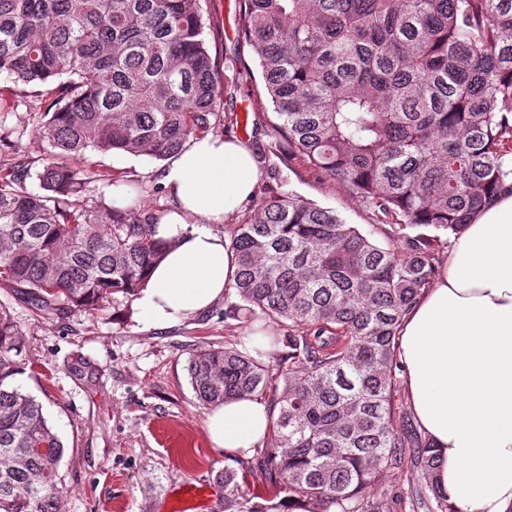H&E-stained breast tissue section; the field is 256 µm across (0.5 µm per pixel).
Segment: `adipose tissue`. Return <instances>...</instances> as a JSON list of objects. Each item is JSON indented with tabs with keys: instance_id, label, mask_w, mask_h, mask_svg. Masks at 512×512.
Here are the masks:
<instances>
[{
	"instance_id": "1",
	"label": "adipose tissue",
	"mask_w": 512,
	"mask_h": 512,
	"mask_svg": "<svg viewBox=\"0 0 512 512\" xmlns=\"http://www.w3.org/2000/svg\"><path fill=\"white\" fill-rule=\"evenodd\" d=\"M262 173L252 150L221 134L192 139L164 167L176 202L156 235L165 256L135 298L167 328L224 296L234 257L214 228L250 199ZM399 359L411 409L442 456L438 480L454 512H512V195L466 225L432 285L406 313ZM272 414L255 397L205 415L225 457L252 454Z\"/></svg>"
}]
</instances>
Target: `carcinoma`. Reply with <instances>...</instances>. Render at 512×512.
Here are the masks:
<instances>
[{
	"instance_id": "cac0c4a2",
	"label": "carcinoma",
	"mask_w": 512,
	"mask_h": 512,
	"mask_svg": "<svg viewBox=\"0 0 512 512\" xmlns=\"http://www.w3.org/2000/svg\"><path fill=\"white\" fill-rule=\"evenodd\" d=\"M201 2L0 0V75L46 106L52 148L33 174L0 169V288L35 311L92 313L135 294L162 257L160 212L90 206L82 192L100 177L90 154L164 160L221 118L206 40L217 24ZM239 20L274 109V154L361 197L391 233L383 246L292 192L233 225L224 318L285 333L188 362L205 407L283 383L276 446L256 449L274 495L226 470L224 512H390L378 479L406 462L411 506L452 512L438 450L393 415L398 339L444 249L512 189V0H239ZM19 335L0 304V512H56L65 447L9 384Z\"/></svg>"
}]
</instances>
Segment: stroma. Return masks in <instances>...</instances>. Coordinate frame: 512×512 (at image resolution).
I'll return each mask as SVG.
<instances>
[{"label":"stroma","mask_w":512,"mask_h":512,"mask_svg":"<svg viewBox=\"0 0 512 512\" xmlns=\"http://www.w3.org/2000/svg\"><path fill=\"white\" fill-rule=\"evenodd\" d=\"M222 29L208 44L224 76V111L236 114L233 135L255 152L263 172L255 196L293 192L335 209L347 223L385 242L370 210L342 185L323 180L298 161L277 165L269 128H253L247 114L271 111L263 91L257 56L239 37L238 0H207ZM43 116L33 99L13 94L0 75V162L23 159L41 169L50 148L39 136ZM100 180L83 193L89 205L111 203L112 185L125 187L133 202L170 211L172 201L158 187L162 161L123 153L91 154ZM22 330L26 364L11 383L34 397L61 437L57 512H167L175 489L186 482L210 485L216 496L209 512H224V472L241 476L243 490L274 493L255 457L227 461L209 441L206 410L194 396L187 365L197 352L236 343L256 326L248 318H225L226 301L178 324L158 329L138 315L132 297L116 295L95 313L38 315L0 289Z\"/></svg>","instance_id":"35a3bbf8"}]
</instances>
